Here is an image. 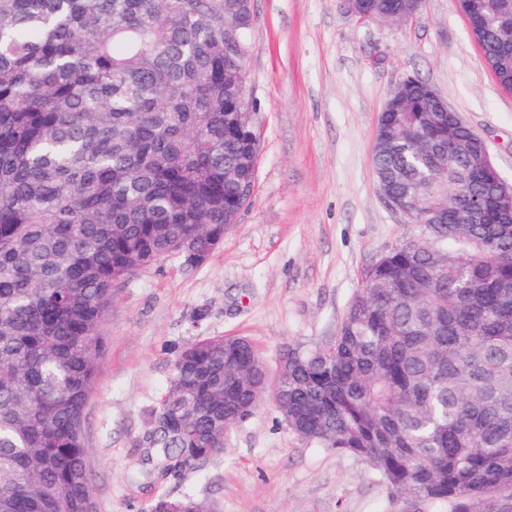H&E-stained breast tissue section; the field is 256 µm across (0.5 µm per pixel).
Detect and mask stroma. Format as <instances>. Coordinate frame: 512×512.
I'll return each mask as SVG.
<instances>
[{
    "instance_id": "1",
    "label": "stroma",
    "mask_w": 512,
    "mask_h": 512,
    "mask_svg": "<svg viewBox=\"0 0 512 512\" xmlns=\"http://www.w3.org/2000/svg\"><path fill=\"white\" fill-rule=\"evenodd\" d=\"M251 9L253 195L203 263L173 255L114 291L85 407L97 509L142 512L157 496L190 494L216 512H412L367 461L299 439L268 395L228 432L223 454L178 479L143 475L172 344L241 336L276 370L283 346L331 344L364 272L425 239L424 225L385 203L372 169L378 117L405 77L438 90L512 184V92L496 82L457 0H422L405 23L360 20L344 0H251Z\"/></svg>"
}]
</instances>
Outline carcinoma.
Returning a JSON list of instances; mask_svg holds the SVG:
<instances>
[{
	"label": "carcinoma",
	"instance_id": "obj_1",
	"mask_svg": "<svg viewBox=\"0 0 512 512\" xmlns=\"http://www.w3.org/2000/svg\"><path fill=\"white\" fill-rule=\"evenodd\" d=\"M472 20L512 89V0ZM375 18L406 0H364ZM248 0H0V512H97L84 410L117 281L179 254H211L246 200L255 151L229 89ZM415 80L373 151L376 181L417 187L428 210L478 198L451 239L391 249L364 274L336 338L291 351L276 408L307 443L367 460L417 512H512V198L469 183L474 131L428 104ZM455 127L453 138L448 128ZM151 412L160 479L224 451V429L268 388L255 346L204 336L171 346ZM145 512H212L159 496Z\"/></svg>",
	"mask_w": 512,
	"mask_h": 512
}]
</instances>
